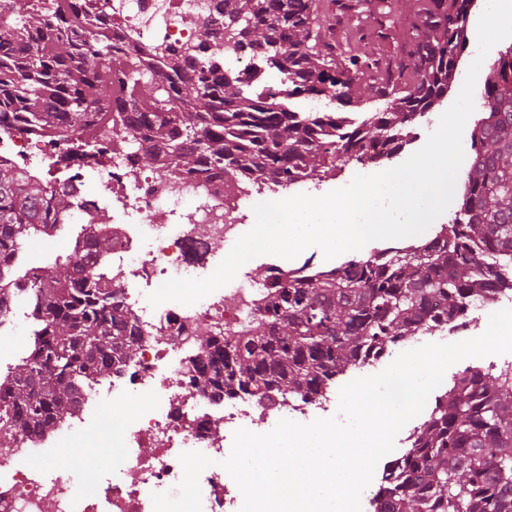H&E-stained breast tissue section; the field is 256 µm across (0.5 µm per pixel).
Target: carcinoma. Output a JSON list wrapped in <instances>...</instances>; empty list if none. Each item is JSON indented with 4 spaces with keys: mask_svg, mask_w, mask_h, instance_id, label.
Listing matches in <instances>:
<instances>
[{
    "mask_svg": "<svg viewBox=\"0 0 512 512\" xmlns=\"http://www.w3.org/2000/svg\"><path fill=\"white\" fill-rule=\"evenodd\" d=\"M93 2L0 0V131L16 122L79 139L128 103L134 111L121 121L137 133L127 153L134 164L152 167L165 157L194 173L208 160L229 183L267 177L289 186L352 161L379 164L403 149L413 121L455 79L473 0H425L401 38L402 17L388 0H344L347 25L338 38L317 29L315 0H212L193 44L159 45L150 64ZM367 13L379 15L374 34L363 25ZM374 37L391 45L378 58L365 50ZM226 48L276 70L283 88L224 69ZM368 72L375 73L369 94L392 104L359 123L284 103L304 95L356 106ZM484 95L489 112L474 143L481 161L466 172L461 208L435 244L290 282L233 342L201 329L195 379L226 395L312 400L370 353L512 289V47L491 65ZM73 206L70 194L0 161V280L14 273L17 244L46 233L47 219ZM22 288L33 343L0 380V432L15 437L51 428L83 384L111 373L139 343L112 301L104 265L59 258ZM373 504L375 512H512V368L460 373L411 448L387 466Z\"/></svg>",
    "mask_w": 512,
    "mask_h": 512,
    "instance_id": "cac0c4a2",
    "label": "carcinoma"
}]
</instances>
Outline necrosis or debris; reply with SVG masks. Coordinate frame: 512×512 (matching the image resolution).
<instances>
[{
  "label": "necrosis or debris",
  "mask_w": 512,
  "mask_h": 512,
  "mask_svg": "<svg viewBox=\"0 0 512 512\" xmlns=\"http://www.w3.org/2000/svg\"><path fill=\"white\" fill-rule=\"evenodd\" d=\"M209 0H96L101 14L140 49L156 42L193 41ZM105 125L87 142L63 143L58 133L14 126L0 134V159L67 191L74 209L40 237L44 254H84L97 215L111 208L118 233L105 259L112 267L115 301L139 334L134 356L113 366L110 377L81 389L75 408L45 434L0 438V512H153L155 492H175L181 453L212 460L200 475L202 512H240L242 494L222 463L237 429L262 432L271 413L293 408L250 395L225 396L193 379L199 330L233 339L280 286L320 274V266H270L264 279H234L199 302L151 306L148 294L173 278H204L219 264L225 244L245 220L236 188L216 167L171 177L167 166L150 172L113 152L110 140L125 136ZM133 408L122 429L108 414ZM106 450L112 465L99 471L79 448ZM74 451L60 470L55 459Z\"/></svg>",
  "instance_id": "necrosis-or-debris-1"
}]
</instances>
